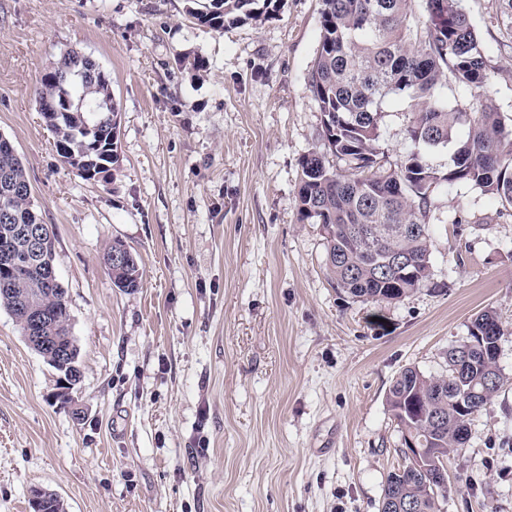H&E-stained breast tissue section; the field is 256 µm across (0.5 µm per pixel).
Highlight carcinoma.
Instances as JSON below:
<instances>
[{
    "label": "carcinoma",
    "mask_w": 512,
    "mask_h": 512,
    "mask_svg": "<svg viewBox=\"0 0 512 512\" xmlns=\"http://www.w3.org/2000/svg\"><path fill=\"white\" fill-rule=\"evenodd\" d=\"M273 0H209L191 11L216 31L246 19L272 15ZM322 0L320 51L310 87L323 114L327 152L301 161L297 193L300 219L323 226L331 281L353 298L399 301L430 276V224L434 193L467 183L512 210V124L490 96V65L460 0ZM453 82L470 91L467 103L448 104ZM37 103L47 116L61 161L85 180L105 178L108 161L119 164L118 148L107 159L111 118L119 108L109 75L91 57L72 50L42 75ZM408 103L409 148L392 161L382 145V114L391 101ZM453 148L448 168L431 165L424 152ZM334 160H329V157ZM32 188L16 152L0 149V308L24 336L33 326L24 303L47 317L40 336H55L73 357L79 349L71 332L66 292L38 271L53 264L56 237L33 258L20 226L38 224ZM112 266L113 284L128 292L141 283L137 254ZM397 253L407 268H394ZM503 329L491 311L477 315L468 337L448 349V372L427 376L413 367L393 381L388 410L401 435L418 440V459L404 456L388 476L379 512H441L444 494L432 476L468 440L470 423L502 386L497 368Z\"/></svg>",
    "instance_id": "carcinoma-1"
}]
</instances>
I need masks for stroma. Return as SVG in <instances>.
I'll list each match as a JSON object with an SVG mask.
<instances>
[{"label":"stroma","mask_w":512,"mask_h":512,"mask_svg":"<svg viewBox=\"0 0 512 512\" xmlns=\"http://www.w3.org/2000/svg\"><path fill=\"white\" fill-rule=\"evenodd\" d=\"M461 5L512 118L500 0ZM186 6L0 0V136L56 231L82 373L61 403L59 372L0 309V512H29L35 488L67 512H378L402 463L391 384L446 373L486 310L504 384L448 462L441 512H512V217L480 189L440 188L428 281L381 305L338 290L296 201L303 156L324 148L322 0L221 31ZM69 50L109 74L119 107L104 181L61 162L34 98ZM457 212L466 224H448ZM118 240L140 257L133 292L105 265Z\"/></svg>","instance_id":"obj_1"}]
</instances>
